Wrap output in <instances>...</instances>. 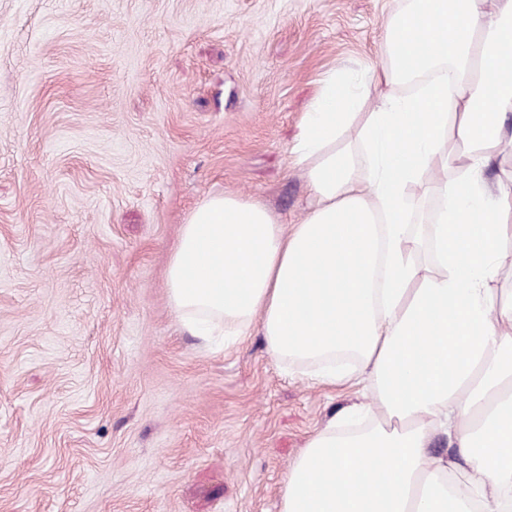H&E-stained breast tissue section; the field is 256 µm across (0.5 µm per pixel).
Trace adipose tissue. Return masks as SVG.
Returning <instances> with one entry per match:
<instances>
[{"mask_svg":"<svg viewBox=\"0 0 512 512\" xmlns=\"http://www.w3.org/2000/svg\"><path fill=\"white\" fill-rule=\"evenodd\" d=\"M511 113L512 0H405L379 69L329 76L302 122L301 223L235 193L188 214L166 271L183 328L257 327L274 360L376 391L368 428L309 440L279 512H512V188L485 179ZM441 433L459 459L430 454Z\"/></svg>","mask_w":512,"mask_h":512,"instance_id":"ef3b65f1","label":"adipose tissue"}]
</instances>
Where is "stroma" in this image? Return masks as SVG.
Here are the masks:
<instances>
[{
  "instance_id": "1",
  "label": "stroma",
  "mask_w": 512,
  "mask_h": 512,
  "mask_svg": "<svg viewBox=\"0 0 512 512\" xmlns=\"http://www.w3.org/2000/svg\"><path fill=\"white\" fill-rule=\"evenodd\" d=\"M400 0H0V512H278L369 383L184 333L166 268L205 197L306 215L293 147Z\"/></svg>"
}]
</instances>
